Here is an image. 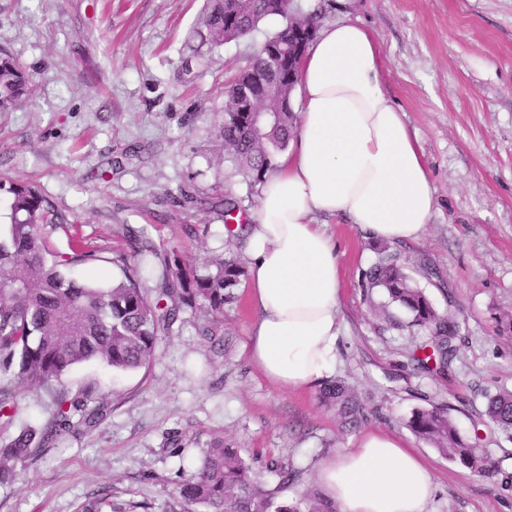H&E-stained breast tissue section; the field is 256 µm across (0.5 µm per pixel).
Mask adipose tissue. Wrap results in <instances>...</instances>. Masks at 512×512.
<instances>
[{"instance_id":"obj_1","label":"adipose tissue","mask_w":512,"mask_h":512,"mask_svg":"<svg viewBox=\"0 0 512 512\" xmlns=\"http://www.w3.org/2000/svg\"><path fill=\"white\" fill-rule=\"evenodd\" d=\"M295 95L297 132L265 179L246 235L258 316L245 352L288 392L321 386L336 368L339 247L317 216L342 214L371 238L408 243L422 236L434 203L423 154L384 88L381 50L364 27L321 28ZM318 484L335 512H427L436 491L419 453L374 431L324 459Z\"/></svg>"}]
</instances>
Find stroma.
I'll return each mask as SVG.
<instances>
[{
	"instance_id": "stroma-1",
	"label": "stroma",
	"mask_w": 512,
	"mask_h": 512,
	"mask_svg": "<svg viewBox=\"0 0 512 512\" xmlns=\"http://www.w3.org/2000/svg\"><path fill=\"white\" fill-rule=\"evenodd\" d=\"M323 25L365 27L381 50L385 88L424 154L434 205L409 261L437 275L415 282L460 324L452 369L413 371L425 332L391 324L383 296L361 286L373 240L342 217H323L341 252V337L336 378L368 416L342 429L314 390L276 389L243 344L255 312L246 287L223 315L181 307L150 363L117 372L75 366L66 381L96 382L107 417L63 434L18 480L0 485V512H79L91 500L116 512H182L180 468L197 464L216 438L237 449L277 502L321 499L320 463L383 431L415 448L437 485L428 512H512V492L489 485L416 438L413 409L439 404L462 436L512 474V438L484 410L487 395L512 391V0H295ZM205 0H0V49L22 63L30 95L0 112V225L7 184L33 186L90 244L130 247L145 233L156 254L140 264L144 287L161 282L160 255L178 253L203 278L220 258L246 261L224 237L225 196L257 209L250 186L222 146L225 86L273 32L270 24L216 51L191 39ZM211 327L213 337L203 336ZM0 442L50 415L49 396L25 387ZM180 439L176 454L171 438ZM295 469L283 482L278 469Z\"/></svg>"
}]
</instances>
